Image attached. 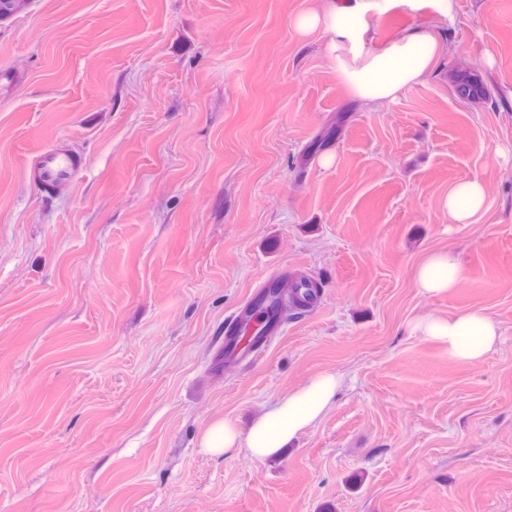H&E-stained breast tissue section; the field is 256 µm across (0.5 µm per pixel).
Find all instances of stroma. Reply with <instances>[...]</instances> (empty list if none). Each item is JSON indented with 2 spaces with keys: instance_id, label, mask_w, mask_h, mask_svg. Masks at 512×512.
Wrapping results in <instances>:
<instances>
[{
  "instance_id": "stroma-1",
  "label": "stroma",
  "mask_w": 512,
  "mask_h": 512,
  "mask_svg": "<svg viewBox=\"0 0 512 512\" xmlns=\"http://www.w3.org/2000/svg\"><path fill=\"white\" fill-rule=\"evenodd\" d=\"M351 5L364 54L412 26L450 51L363 107L296 28ZM454 68L491 100L458 98ZM57 142L84 168L44 196L29 166ZM473 178L485 206L451 223ZM445 251L455 288L420 294ZM298 275L317 304L225 356L228 322ZM468 310L501 328L476 361L412 328ZM323 374L331 403L279 457L203 447ZM0 512H512V0H24L0 21ZM486 201L485 188L478 179L459 182L448 189L444 207L454 224H471L483 209ZM459 264L456 257L448 253L430 255L417 273V287L425 296H437L455 287Z\"/></svg>"
}]
</instances>
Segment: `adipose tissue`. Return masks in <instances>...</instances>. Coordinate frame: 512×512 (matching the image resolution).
<instances>
[{
  "label": "adipose tissue",
  "instance_id": "obj_1",
  "mask_svg": "<svg viewBox=\"0 0 512 512\" xmlns=\"http://www.w3.org/2000/svg\"><path fill=\"white\" fill-rule=\"evenodd\" d=\"M297 28L308 34L316 30L327 34V58L348 85L351 93L366 107H377L395 100L408 86L424 82L435 61L446 49L445 42L425 26L399 30L378 53L362 54L358 46L366 32L356 8H329L302 15ZM485 188L480 180L470 179L452 186L444 206L452 223L469 224L483 209ZM459 264L452 253L430 255L417 273V287L422 295L437 296L455 287ZM415 329L448 345L456 357L477 360L491 351L499 336L500 325L479 310L465 311L442 319L430 315L417 319ZM340 379L325 375L301 392L293 394L280 406L264 413L247 435H240L229 424L212 428L203 444L225 450L241 447L254 457L277 454L286 439L314 421L328 405Z\"/></svg>",
  "mask_w": 512,
  "mask_h": 512
}]
</instances>
